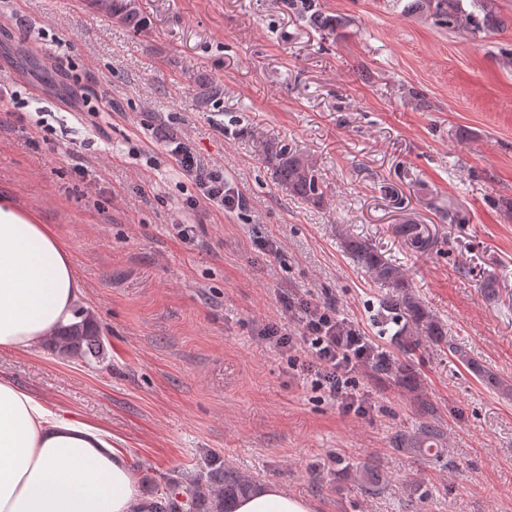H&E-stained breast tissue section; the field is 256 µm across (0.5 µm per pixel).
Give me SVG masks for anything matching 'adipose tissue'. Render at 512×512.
I'll use <instances>...</instances> for the list:
<instances>
[{
	"label": "adipose tissue",
	"mask_w": 512,
	"mask_h": 512,
	"mask_svg": "<svg viewBox=\"0 0 512 512\" xmlns=\"http://www.w3.org/2000/svg\"><path fill=\"white\" fill-rule=\"evenodd\" d=\"M79 294L66 243L0 196V350H30L74 322ZM314 510L267 485L232 512ZM0 512H138L135 478L110 432L50 412L0 377Z\"/></svg>",
	"instance_id": "ef3b65f1"
}]
</instances>
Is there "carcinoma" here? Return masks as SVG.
I'll list each match as a JSON object with an SVG mask.
<instances>
[{
  "instance_id": "carcinoma-1",
  "label": "carcinoma",
  "mask_w": 512,
  "mask_h": 512,
  "mask_svg": "<svg viewBox=\"0 0 512 512\" xmlns=\"http://www.w3.org/2000/svg\"><path fill=\"white\" fill-rule=\"evenodd\" d=\"M288 9L307 19L322 31H332L339 20L322 14L315 0H285ZM106 15L119 23L136 26L140 21L136 0H92ZM411 7L423 12L450 30H462L476 36L497 27L501 20L490 0H472L471 8L463 0H413ZM204 98L214 97L223 90L207 76H189ZM265 162L271 167L276 183L288 194L314 207L326 203L324 180L315 166L302 152L276 142L264 145ZM393 233L415 250L426 251L429 237L420 224H395ZM344 252L368 276L386 289L384 307L395 322L402 323L398 331V347L403 359L386 367L394 372L397 381L412 389L416 385L413 356L423 343L448 348L449 353L462 366L475 374L491 390L512 397V380L505 379L477 360L468 349L448 339L447 325L421 300L411 286L403 268L393 264L367 238L354 234L342 225L336 229ZM76 322L60 327L47 339L53 353L67 358L81 359L87 363L104 359V342L101 329L94 316L84 307L75 309ZM443 447L440 427L425 424L399 440L398 449L408 454L439 453ZM353 481L368 492L385 486V478L371 466H364L350 473ZM258 489L249 476L227 469L214 459L202 469L183 472L176 478L163 480L159 493L145 505L147 512H231L235 500L248 496Z\"/></svg>"
}]
</instances>
